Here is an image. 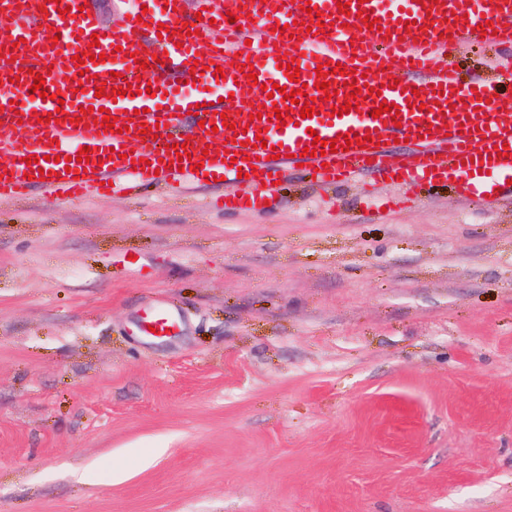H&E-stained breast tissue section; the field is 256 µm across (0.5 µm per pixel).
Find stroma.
Listing matches in <instances>:
<instances>
[{
  "mask_svg": "<svg viewBox=\"0 0 512 512\" xmlns=\"http://www.w3.org/2000/svg\"><path fill=\"white\" fill-rule=\"evenodd\" d=\"M390 191L0 203V512H512V203ZM146 325L152 326L157 331H160L159 335L156 333H152ZM177 326V318L172 313V311L165 305L159 307L155 313L145 322L143 326V330L149 336H172L175 332ZM165 329H168V332H165Z\"/></svg>",
  "mask_w": 512,
  "mask_h": 512,
  "instance_id": "stroma-1",
  "label": "stroma"
}]
</instances>
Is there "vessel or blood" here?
<instances>
[{
	"label": "vessel or blood",
	"mask_w": 512,
	"mask_h": 512,
	"mask_svg": "<svg viewBox=\"0 0 512 512\" xmlns=\"http://www.w3.org/2000/svg\"><path fill=\"white\" fill-rule=\"evenodd\" d=\"M132 0L123 22L101 31L86 0H0V202L37 188L63 197L85 196L129 183L177 184L187 179L222 180L225 210L266 207L268 183L302 166L324 186L369 174L389 182L455 181L474 198L490 203L512 198V157L497 148L512 145V81L475 78L460 83L447 54L475 42L494 46L499 67L512 69V0ZM67 6L59 14L58 6ZM237 23H228V16ZM378 19L376 30L366 19ZM173 29L158 38L159 26ZM148 32L147 49L133 42ZM98 46H91V38ZM91 52L76 67L73 57ZM341 64L343 74H316L318 63ZM200 71H193V64ZM257 81L237 82L244 64ZM300 70L289 81V67ZM44 77L41 114L62 111L57 121L29 120L21 97ZM373 88L372 96L349 113L334 107L347 101V80ZM334 94L311 117L282 94L305 85L319 97L316 81ZM116 89L111 100L96 88ZM222 101H212V90ZM396 104L399 117L380 112ZM115 118L114 128L101 126ZM201 121L199 139H186V117ZM348 135L349 150L311 157L314 138ZM371 136L368 146L357 141ZM407 141L393 156L386 141ZM212 148L202 152L199 142ZM188 155L174 167L175 148ZM89 162H77L81 147ZM145 160L144 169L133 166Z\"/></svg>",
	"instance_id": "1"
}]
</instances>
